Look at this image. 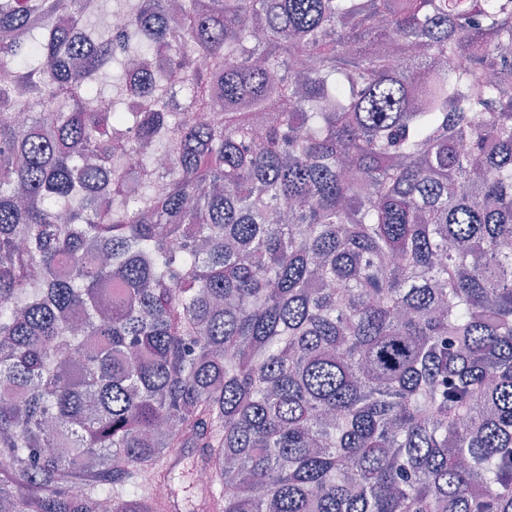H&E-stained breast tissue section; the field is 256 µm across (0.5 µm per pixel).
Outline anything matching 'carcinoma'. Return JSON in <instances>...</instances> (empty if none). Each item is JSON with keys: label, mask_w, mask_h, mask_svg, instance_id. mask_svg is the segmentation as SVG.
Listing matches in <instances>:
<instances>
[{"label": "carcinoma", "mask_w": 512, "mask_h": 512, "mask_svg": "<svg viewBox=\"0 0 512 512\" xmlns=\"http://www.w3.org/2000/svg\"><path fill=\"white\" fill-rule=\"evenodd\" d=\"M102 11L0 0V512H512V0Z\"/></svg>", "instance_id": "obj_1"}]
</instances>
